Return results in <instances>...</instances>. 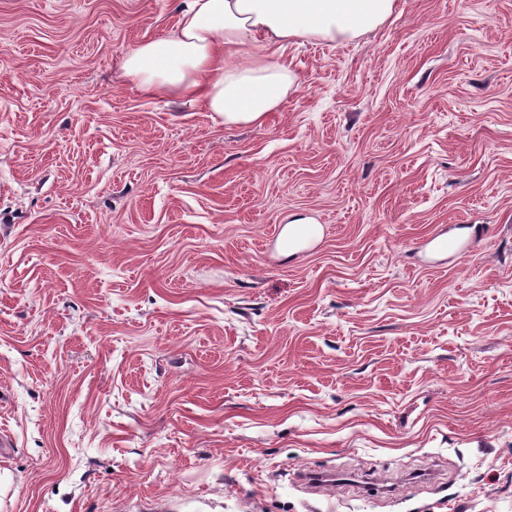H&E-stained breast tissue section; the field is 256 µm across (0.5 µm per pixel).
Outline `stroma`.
Listing matches in <instances>:
<instances>
[{"instance_id": "35a3bbf8", "label": "stroma", "mask_w": 512, "mask_h": 512, "mask_svg": "<svg viewBox=\"0 0 512 512\" xmlns=\"http://www.w3.org/2000/svg\"><path fill=\"white\" fill-rule=\"evenodd\" d=\"M177 2L0 0V512H512V0L291 41L259 126L122 77Z\"/></svg>"}]
</instances>
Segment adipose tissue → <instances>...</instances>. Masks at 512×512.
I'll return each instance as SVG.
<instances>
[{
	"instance_id": "adipose-tissue-1",
	"label": "adipose tissue",
	"mask_w": 512,
	"mask_h": 512,
	"mask_svg": "<svg viewBox=\"0 0 512 512\" xmlns=\"http://www.w3.org/2000/svg\"><path fill=\"white\" fill-rule=\"evenodd\" d=\"M397 0H184L177 25L120 61L147 92L175 91L228 124H259L298 78L277 57L294 39L345 42L382 26Z\"/></svg>"
}]
</instances>
